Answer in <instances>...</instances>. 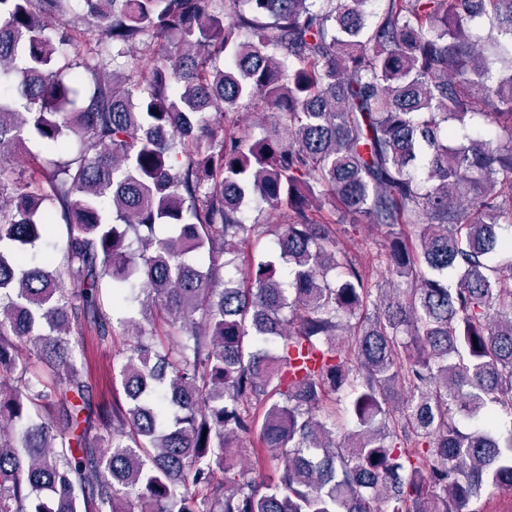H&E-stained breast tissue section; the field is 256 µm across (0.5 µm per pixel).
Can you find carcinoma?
<instances>
[{
    "label": "carcinoma",
    "instance_id": "carcinoma-1",
    "mask_svg": "<svg viewBox=\"0 0 512 512\" xmlns=\"http://www.w3.org/2000/svg\"><path fill=\"white\" fill-rule=\"evenodd\" d=\"M372 2L0 0V512L512 496V0ZM345 229L346 232L341 236L343 247L365 261L369 260V255L376 250L379 243H382L383 238L380 234L367 227H352L346 224ZM83 352L93 380L89 403L94 424L97 426L100 419L108 414L112 415V351H104L97 346L93 336H85Z\"/></svg>",
    "mask_w": 512,
    "mask_h": 512
}]
</instances>
